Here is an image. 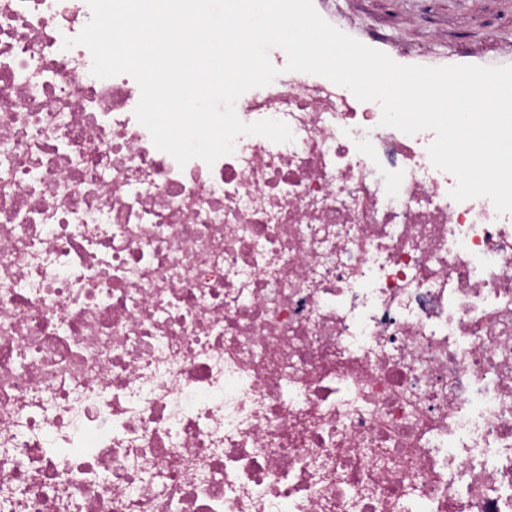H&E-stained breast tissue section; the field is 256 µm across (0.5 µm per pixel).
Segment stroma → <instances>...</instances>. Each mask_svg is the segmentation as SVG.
Here are the masks:
<instances>
[{"label":"stroma","instance_id":"stroma-1","mask_svg":"<svg viewBox=\"0 0 512 512\" xmlns=\"http://www.w3.org/2000/svg\"><path fill=\"white\" fill-rule=\"evenodd\" d=\"M337 27L355 39L381 37L422 66H500L501 44H512V0H326Z\"/></svg>","mask_w":512,"mask_h":512}]
</instances>
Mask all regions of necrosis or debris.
<instances>
[{"mask_svg":"<svg viewBox=\"0 0 512 512\" xmlns=\"http://www.w3.org/2000/svg\"><path fill=\"white\" fill-rule=\"evenodd\" d=\"M86 0H0V512H512V212L286 71L178 165Z\"/></svg>","mask_w":512,"mask_h":512,"instance_id":"1","label":"necrosis or debris"}]
</instances>
